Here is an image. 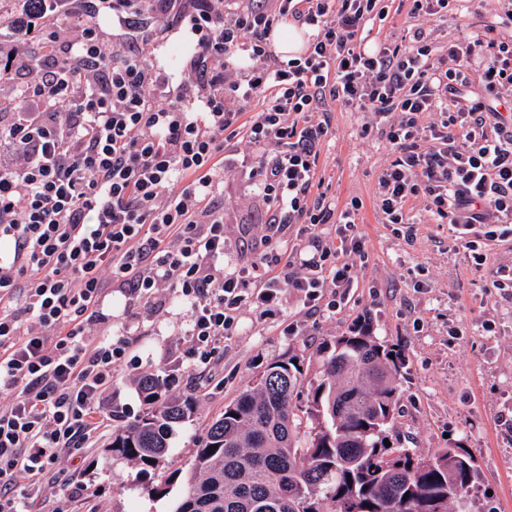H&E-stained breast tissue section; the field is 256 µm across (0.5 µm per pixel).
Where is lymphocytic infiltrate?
<instances>
[{
  "label": "lymphocytic infiltrate",
  "instance_id": "lymphocytic-infiltrate-1",
  "mask_svg": "<svg viewBox=\"0 0 512 512\" xmlns=\"http://www.w3.org/2000/svg\"><path fill=\"white\" fill-rule=\"evenodd\" d=\"M451 2L412 0L406 34L373 43L383 0H26L14 38L39 26L38 75L29 108L0 123V512H26L18 474L43 477L91 432L126 352L91 332L110 320L106 286L172 288L203 363L242 306L272 312L285 288L314 310L326 288L331 308L348 299L368 253L361 201L338 210L317 192L328 102L371 113L393 150L376 188L386 223H413L421 204L478 264L480 241L512 236V39L494 34L512 26V0L498 26L438 54L422 21ZM158 19L192 35L179 73L148 62ZM286 19L308 31L291 59L270 40ZM106 21L127 44L108 48ZM242 142L263 242L290 224L311 238L294 270L224 265L220 186ZM324 224L338 243L316 235Z\"/></svg>",
  "mask_w": 512,
  "mask_h": 512
}]
</instances>
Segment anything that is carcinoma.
Listing matches in <instances>:
<instances>
[{
    "mask_svg": "<svg viewBox=\"0 0 512 512\" xmlns=\"http://www.w3.org/2000/svg\"><path fill=\"white\" fill-rule=\"evenodd\" d=\"M320 354L317 383H306L304 363L290 356L224 407L196 449L175 512H468L477 477L471 451L457 445L424 456L384 444L399 413L400 353L364 322ZM138 387L145 409L108 452L147 475L194 404L167 398L155 374ZM303 395L315 423L305 435L296 413Z\"/></svg>",
    "mask_w": 512,
    "mask_h": 512,
    "instance_id": "obj_1",
    "label": "carcinoma"
}]
</instances>
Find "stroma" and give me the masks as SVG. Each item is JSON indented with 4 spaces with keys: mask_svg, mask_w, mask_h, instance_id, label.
Masks as SVG:
<instances>
[{
    "mask_svg": "<svg viewBox=\"0 0 512 512\" xmlns=\"http://www.w3.org/2000/svg\"><path fill=\"white\" fill-rule=\"evenodd\" d=\"M495 7L494 0L479 7L461 0L457 10L432 20L437 44L484 31L497 20ZM0 51L14 55L10 79L0 81L3 99L33 80L27 66L33 49L6 34ZM190 52L188 33L173 29L160 35L151 61L175 72ZM329 109L331 127L318 167L323 189L340 208L362 201L358 230L369 254L367 264L355 269L357 286L347 302L336 311L310 313L296 291L283 289L276 314L243 307L231 336L215 344L204 365L192 353L188 307L171 289L134 299L108 290L102 308L112 319L95 331L126 339L125 360L96 402L97 428L85 448L61 455L38 481L18 478L29 512H174L195 451L225 406L270 363L288 356H299L308 379L319 380L321 347L362 320L405 358L397 378L402 399L394 442L425 455L463 443L479 466L471 512H512V289L493 286L497 270L512 268V240L483 244L486 260L478 265L450 225L417 224L412 236L395 234L375 200L377 177L393 158L389 145L378 134L362 136L371 114L337 103ZM223 196L226 266L261 253L265 268L277 272L302 249L294 225L260 245L266 207L252 195L244 172L225 177ZM151 373L165 379L168 396L193 400L195 411L174 426L167 456L144 476L111 455L108 445L118 428L142 413L137 380Z\"/></svg>",
    "mask_w": 512,
    "mask_h": 512,
    "instance_id": "1",
    "label": "stroma"
}]
</instances>
